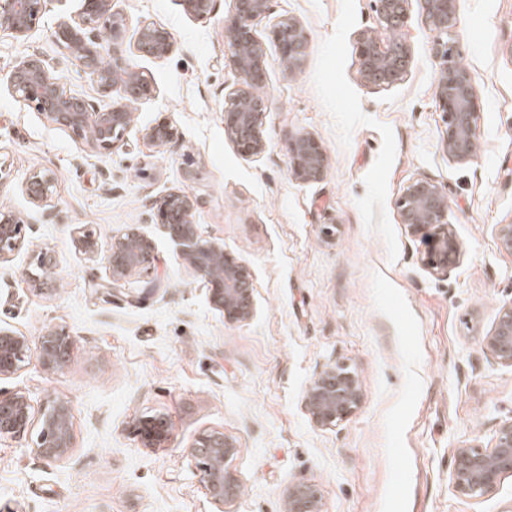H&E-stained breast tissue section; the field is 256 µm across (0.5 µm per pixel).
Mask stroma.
<instances>
[{
  "mask_svg": "<svg viewBox=\"0 0 512 512\" xmlns=\"http://www.w3.org/2000/svg\"><path fill=\"white\" fill-rule=\"evenodd\" d=\"M81 0H52L24 41L0 33V73L40 53L77 95L98 100L90 75L54 36L58 15L79 21ZM135 34L155 22L174 37L164 59L127 54L155 91L133 105L127 144L98 154L47 123L0 86V209L24 220L21 247L0 262V327L38 342L69 334L65 367L31 357L0 389L25 393L34 415L69 402L74 446L59 462L34 453L33 435L0 438V512H282L285 492L316 483L324 512H512V475L480 502L458 498L453 448L489 446L512 417V370L482 348L499 307L512 301V254L497 229L512 222V0H460L455 38L479 99L476 158L449 162L433 93L438 62L418 4L398 33L413 51L407 77L363 85L355 38L377 27L370 0H271L257 24L300 19L308 35L299 70L286 72L269 42L267 86L275 106L263 124L267 152L239 156L224 135V88L235 80L224 44L231 0L209 19L179 0H117ZM167 118L178 137L150 146L144 129ZM309 131L329 159L326 178L303 185L288 171L287 139ZM48 169L57 182L51 217L24 191ZM441 185L448 223L463 246L445 280L421 263L424 245L401 224L396 201L413 180ZM183 189L201 203L204 237L246 260L254 315L224 321L204 282L176 255L152 206ZM137 225L154 266L108 286L101 262L112 238ZM91 235L95 253L79 240ZM54 253V276L34 255ZM160 282L144 294L149 278ZM345 363L364 401L333 429L315 427L303 405L311 380ZM171 423L164 447H142L143 416ZM234 437L238 498L216 509L191 456L197 436Z\"/></svg>",
  "mask_w": 512,
  "mask_h": 512,
  "instance_id": "35a3bbf8",
  "label": "stroma"
}]
</instances>
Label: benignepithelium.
Wrapping results in <instances>:
<instances>
[{"label": "benign epithelium", "mask_w": 512, "mask_h": 512, "mask_svg": "<svg viewBox=\"0 0 512 512\" xmlns=\"http://www.w3.org/2000/svg\"><path fill=\"white\" fill-rule=\"evenodd\" d=\"M52 0H0V32L25 39L36 28ZM234 12L224 19V43L231 53L236 81L224 93V135L243 157L264 154L269 143L263 120L274 99L266 87L268 60L255 22L270 14V0H232ZM412 0H374L378 26L397 32L408 18ZM431 32L432 51L439 62L434 95L445 112L446 129L441 137L448 161L466 164L475 158L479 136L478 95L468 69L461 63L460 49L452 38L459 22V0H417ZM184 11L196 20H206L214 0H181ZM125 16L114 9L113 0H82L80 23L58 17L55 38L62 41L73 61L89 72L101 93L108 97L116 88L126 102L91 103L76 95L51 70L40 54L22 57L3 77L16 97L34 109L46 122L66 128L99 154H110L125 143L132 126L133 102L148 95L151 79L133 66L126 55ZM271 36L280 52V63L289 72L297 70L308 45L303 24L294 17L278 21ZM143 56L163 59L176 49L173 36L153 22L140 25L135 40ZM359 77L369 88L390 87L404 80L412 62L410 46L399 38L382 45L373 31H361L355 39ZM145 139L161 150L177 129L160 119L145 129ZM289 172L300 184L322 181L328 173L323 143L311 132L296 131L288 138ZM56 177L49 170L32 172L25 183L30 202L46 212L52 208ZM401 223L424 239L423 267L433 276L447 278L463 255L460 242L448 227V199L433 180L411 182L396 203ZM198 199L187 191H172L154 205L155 223L162 225L179 247L184 263L207 283L211 306L227 322H241L253 315V285L248 264L224 250V244L204 238L196 222ZM25 221L10 211H0V262L23 241ZM151 242L138 227L127 228L113 239L103 257L108 285L148 270ZM71 340L62 330H51L31 345L27 337L0 331V379L16 375L35 353L48 370L62 368ZM483 350L501 366L512 369V302L499 307L494 324L483 337ZM364 398L358 374L336 363L324 368L304 395L309 420L321 429H331L351 417ZM36 429L32 452L47 461L65 458L73 448L71 408L56 400L39 421H34L28 397L0 392V437L23 435ZM145 448H158L168 441L170 424L163 415L139 418L134 426ZM240 453L238 442L219 430L202 433L193 444L192 456L201 473L206 495L223 512L224 504L237 498L239 479L231 463ZM451 484L456 495L478 502L493 492L503 475L512 473V419L503 420L493 445H463L453 449ZM286 512H323L319 486L297 482L285 493Z\"/></svg>", "instance_id": "benign-epithelium-1"}]
</instances>
